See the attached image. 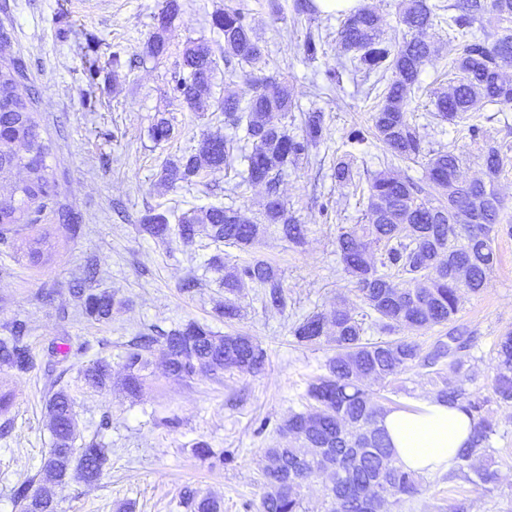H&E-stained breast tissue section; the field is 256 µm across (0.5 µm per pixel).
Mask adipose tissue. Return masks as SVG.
Wrapping results in <instances>:
<instances>
[{
	"label": "adipose tissue",
	"mask_w": 512,
	"mask_h": 512,
	"mask_svg": "<svg viewBox=\"0 0 512 512\" xmlns=\"http://www.w3.org/2000/svg\"><path fill=\"white\" fill-rule=\"evenodd\" d=\"M381 424L399 464L417 474L453 468L473 429L464 412L433 398L415 411H389Z\"/></svg>",
	"instance_id": "1"
}]
</instances>
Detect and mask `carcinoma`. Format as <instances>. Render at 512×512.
<instances>
[{"label":"carcinoma","instance_id":"carcinoma-1","mask_svg":"<svg viewBox=\"0 0 512 512\" xmlns=\"http://www.w3.org/2000/svg\"><path fill=\"white\" fill-rule=\"evenodd\" d=\"M440 9L429 0H408L402 23L411 38L396 47L386 41L380 17L368 7L341 21L339 52L367 74H390L370 134L398 160L425 159L426 182L378 172L367 185L369 223L339 230L336 254L368 311L355 313L342 304L326 314L313 313L294 328L298 343L314 346L321 343L326 322H331L336 353L327 360L326 373L307 388L311 410L291 413L281 427V432L288 433V444L267 450L262 512H303L301 489L321 473L328 478L325 512H367L372 500L381 505L419 494L424 478L398 464L380 425L385 408L364 386L366 379L385 382L416 367L432 375L438 400L462 409L473 421L469 442L460 449L451 475L483 489L498 481L491 458L497 428L488 416L489 399L469 390L468 384L478 374L474 365L459 356L470 348V339L451 336L449 342L440 341L426 352L410 336L374 342L366 338L372 328L394 332L448 323L459 311L458 293L487 288V273L497 260L492 233L500 220L495 181L506 162L502 148L490 145L483 151L485 178L463 181L459 177L462 158L456 149L427 151L418 128L408 118V95L431 58L424 33L434 25ZM448 9L452 10L448 30L460 36L451 59L456 79L447 91L436 95L434 116L465 123L473 135L479 131L481 116L471 111L478 104L512 107V79L503 72L512 66V0H454ZM488 13L504 24L493 37L485 31L475 32V25ZM210 25L223 41L225 65L233 59L253 62L262 57L245 8L217 12L211 15ZM165 52L164 39L156 32L146 42L143 56L155 59ZM216 66L209 45L193 42L186 47L183 74L173 91L187 108L203 106ZM25 77L21 59L0 58V240L45 221L62 225L74 238L81 225L61 203L58 183L46 163L51 142L41 133L37 98L20 92ZM291 109L288 84L274 77L266 78L246 103L227 96L221 106L225 117L244 125L245 140L251 143L245 155V181L265 187L262 223L245 218L238 209L214 206L200 214L194 210L182 213L175 226L165 212L150 210L141 219V230L160 240L174 234L192 244L205 237L215 244L247 249L271 228L280 238L303 244L308 228L288 216L279 186L288 166L298 165L320 142L323 117L319 112L306 113L302 134L294 135L281 122V116ZM231 150L224 138L208 136L195 152L167 161L160 183L188 182L205 168H221ZM16 172L24 173L23 178L10 181ZM355 177L353 156L337 158L336 181L351 183ZM247 284L259 288L264 307L287 308L288 296L278 270L255 260L224 276V304L219 306L224 321L238 318V297ZM72 295L96 320L112 317L116 305L112 294L78 287ZM29 332L27 321L16 320L8 335L0 337L1 369L26 374L35 368ZM156 347L166 374L179 379H190L199 372L215 376L231 370L257 372L266 360V351L249 336H221L204 324L189 322L159 336H137L127 344L119 384L129 395H137L144 386ZM81 377L90 388H106L112 385V365L97 358L85 365ZM492 392L497 403L512 405L511 332L496 344ZM46 409L52 448L41 461L38 477L14 485L13 499L20 512H55L45 484H91L112 465V449L95 439L75 447L78 421L74 398L66 389L52 391ZM38 480L44 486L36 489ZM181 498L189 512H223L218 499L191 486L182 489Z\"/></svg>","mask_w":512,"mask_h":512}]
</instances>
